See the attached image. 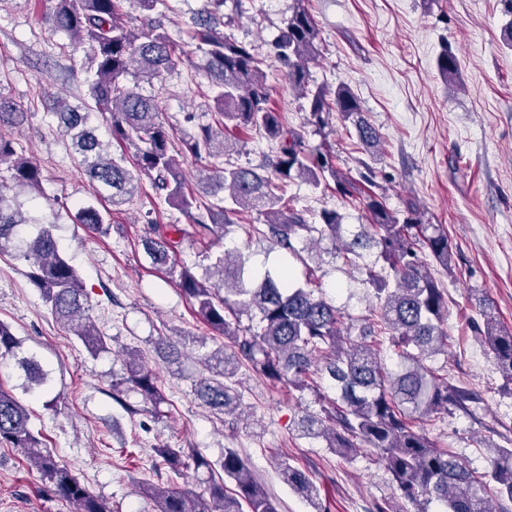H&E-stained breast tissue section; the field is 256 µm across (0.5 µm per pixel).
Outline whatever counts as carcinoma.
<instances>
[{
    "mask_svg": "<svg viewBox=\"0 0 512 512\" xmlns=\"http://www.w3.org/2000/svg\"><path fill=\"white\" fill-rule=\"evenodd\" d=\"M242 11V0H210L211 8L193 19L188 36L195 42L201 69L211 79L213 122L195 129L176 131L161 120L159 98L140 93V83L151 82L176 65V46L162 29L161 20H148L134 29L122 22L123 5L133 3L150 12L160 0H46L45 21L54 31L71 37L73 49L88 46L87 84L95 109L110 115L113 139L135 148L139 172L153 178V187L165 200L185 214L200 238L225 236L234 217L254 213L264 229L252 230L269 237L297 260L302 253L320 247L334 259L364 271L365 282L375 292L377 303L361 319V325L344 323L341 309L328 302L307 268L298 280L285 265L277 271L246 269V259L226 251L206 267L202 276L184 266L179 274L181 291L199 316L233 344L211 356L224 381L198 380L196 392L211 409L232 414L241 405L235 389L239 366L246 365L271 385L286 383L303 392L314 391L312 375L324 359L336 398L318 414L298 421L302 436L320 439L341 457H354L368 450L385 466L401 495L427 512L424 505L437 501L445 512H509L512 504V448L492 447L494 493H480L483 482L454 453L439 448L418 422L448 411L452 406L469 411L477 394L440 379L424 360L446 352L448 294L434 277L431 263L451 270L453 246L441 224H425L409 216L399 220L373 196L364 200L371 222L345 224L334 210L310 224L304 213L283 203L288 181L299 179L318 189L326 177L352 196L357 181L351 172L336 168L332 157L309 149L303 137L288 128L270 106L271 88L261 61L248 44L224 34V5ZM309 0H293L291 14L271 43L274 58L288 67V83L308 101L310 123L318 130L331 113L352 121L361 143L376 148L378 130L367 122L360 104L345 87L328 98L325 88L311 83L309 64L319 54L320 31L308 9ZM448 81L457 75L456 57L443 51L437 61ZM88 106L65 102L52 113L62 132L70 138L83 171L98 190L109 193L113 207L127 203L140 188V179L112 157L89 122ZM230 129L264 133L275 150L272 171L264 166L224 167L210 163L225 155ZM190 154L206 160L207 194L215 202L199 200L187 186L175 154ZM9 174L11 188L21 192L41 188V172L31 158L19 153L15 142L0 133V168ZM35 223L0 189V251L13 245L31 265L29 278L52 315L77 336L95 355L107 349L105 336L90 315L83 281L62 253L53 228L45 225L36 235L21 237L23 228ZM74 223L98 233L107 231L106 213L94 205L77 209ZM146 252L156 265L170 263L167 236L148 238ZM432 261H427V258ZM472 296L482 323L479 336L503 378V389L512 392V330L497 319L492 303L477 288ZM248 324L241 325L240 317ZM388 335L389 344L401 360V370L392 373L383 365L371 337ZM18 342L10 328L0 323V358L15 355ZM28 387L46 390L49 374L32 358L18 360ZM129 384L146 401L162 402L157 372L133 351L125 360ZM0 446L24 451L51 483L54 493L72 504L74 512H110L92 495L71 470L49 451L30 427L26 407L9 391L0 388ZM154 457L174 474L189 468H210L199 453L160 444ZM223 474L209 473V497L172 486L150 485L145 489L157 503V512H279L278 501L255 477L251 466L236 451H224ZM283 479L301 494L313 512H324L320 491L310 476L280 463ZM234 488L227 489L226 483Z\"/></svg>",
    "mask_w": 512,
    "mask_h": 512,
    "instance_id": "obj_1",
    "label": "carcinoma"
}]
</instances>
